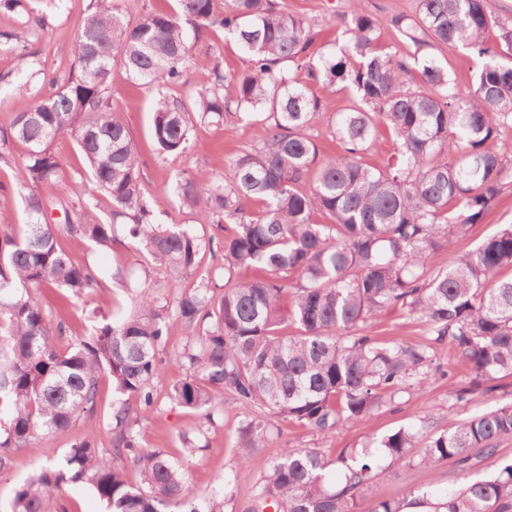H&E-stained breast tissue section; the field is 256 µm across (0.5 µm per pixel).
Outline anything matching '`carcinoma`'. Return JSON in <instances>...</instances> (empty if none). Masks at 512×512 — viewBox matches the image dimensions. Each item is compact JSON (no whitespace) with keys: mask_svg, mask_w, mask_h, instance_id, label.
I'll return each mask as SVG.
<instances>
[{"mask_svg":"<svg viewBox=\"0 0 512 512\" xmlns=\"http://www.w3.org/2000/svg\"><path fill=\"white\" fill-rule=\"evenodd\" d=\"M194 36L219 27L247 54L244 73L213 68L194 94L202 121L242 114L259 119L257 143L232 161L229 179L207 173L184 177L172 191L183 206L201 209L214 224H231L224 238L203 240L192 224H159L145 197L135 145L112 110V67L120 64L140 86L186 82L188 34L166 12L132 21L118 0H95L73 45L71 70L27 112H0V160L10 144L28 149L17 173L27 224L19 235L0 226V468L14 448L65 431L94 411L99 377L121 395L112 408L111 458L91 442L62 461L39 468L17 491L12 512H60L63 485L89 482L111 512H172L188 504L183 468L160 450L138 449L135 423L154 403V382L166 360L160 347L171 321L187 331L176 360L186 378L170 399L214 422L211 392L230 393L244 410L238 432L241 468L265 446L276 417L329 434L361 422L431 377L434 344L448 341L471 371L470 385L452 390L466 403L499 374L512 375V224L503 226L445 269L434 255L451 249L484 221L512 172V152L487 143L512 128V20L500 19L493 0H418L417 15L389 23L407 48L381 45V22L365 0H348L341 18L346 43L331 59L309 53L305 21L277 0H179ZM497 30L500 54L486 44ZM22 36L0 32V51L15 54L17 70L35 52ZM462 47L479 61L465 92L431 54ZM342 84L352 105L336 113L329 134L338 151L319 156L309 130L323 112L316 90ZM192 128L189 109L159 93L152 131L161 155L181 154ZM395 140L382 170L361 155L379 129ZM76 138L91 179L112 204L107 219L62 187L53 151L60 137ZM261 204L252 216L251 203ZM64 222L46 220L49 208ZM326 219L318 223L314 216ZM139 241L157 266L178 272L179 293L162 302L149 269L131 313L72 341L64 315L52 322L30 289L54 284L62 300L82 298L97 272L75 261L60 240L79 236L107 248L117 234ZM209 248L223 288L212 278L188 281ZM263 275L233 279L241 267ZM426 326L427 341L380 342L366 333L388 310ZM291 320L298 334H282ZM422 417L361 448L329 459L318 448H296L273 460L255 486L248 512H355V497L380 459L433 468L452 460L471 468L473 451L490 458L512 435V401L470 419L430 429ZM133 456L142 484L133 486L121 462ZM512 512V461L443 496L380 498L370 512Z\"/></svg>","mask_w":512,"mask_h":512,"instance_id":"carcinoma-1","label":"carcinoma"}]
</instances>
